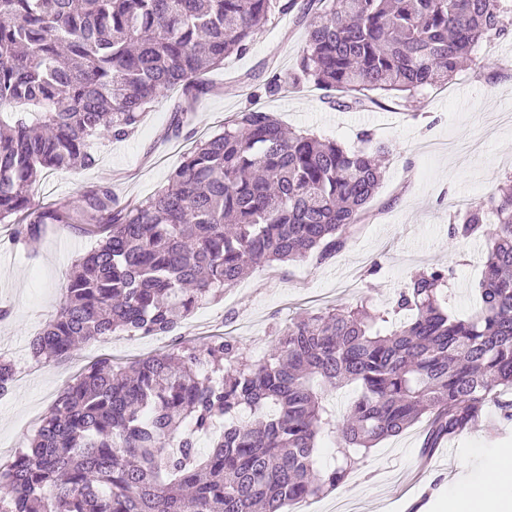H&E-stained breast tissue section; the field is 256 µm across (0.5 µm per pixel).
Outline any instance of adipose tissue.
I'll return each mask as SVG.
<instances>
[{
    "instance_id": "adipose-tissue-1",
    "label": "adipose tissue",
    "mask_w": 512,
    "mask_h": 512,
    "mask_svg": "<svg viewBox=\"0 0 512 512\" xmlns=\"http://www.w3.org/2000/svg\"><path fill=\"white\" fill-rule=\"evenodd\" d=\"M487 477L462 482L444 500L442 512H512V448H501L485 463Z\"/></svg>"
}]
</instances>
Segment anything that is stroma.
<instances>
[{
  "label": "stroma",
  "mask_w": 512,
  "mask_h": 512,
  "mask_svg": "<svg viewBox=\"0 0 512 512\" xmlns=\"http://www.w3.org/2000/svg\"><path fill=\"white\" fill-rule=\"evenodd\" d=\"M306 3L296 0L292 11L272 16L244 54L225 58L221 68L206 75L210 90L197 100L180 137L167 134L184 98L177 87L155 101L130 138L95 141L93 167L40 177L34 197L51 204L101 185L120 203L144 200L166 184L196 141L254 107L294 131L307 130L348 148L359 147L363 131L387 147L381 188L348 246L323 264L307 258L275 270L255 268L172 335L111 336L70 359L45 363L31 358L28 344L63 302L74 261L92 242L71 225L51 224L38 242L24 247L12 243L9 225L0 224V305L11 311L0 321V355L11 357L17 368L12 391L0 397V465L27 445L64 385L100 357L132 362L169 349L179 336L200 340L223 332L256 360L271 349L275 327L299 313L350 307L364 298L388 309L412 273L441 265L455 270L449 311L466 316L474 308L473 286L482 276L486 245L450 243L455 212L448 202L459 195L488 201L512 174V124L494 120L498 113H512V33L481 42L472 63L445 87L427 86L411 95L381 97L366 109L343 110L326 103L324 91L309 83L277 94L264 89L271 78L287 79L297 67ZM424 437L419 422L381 441L335 491L297 504L294 512H404L408 503L422 505L447 495L459 481L485 477V455L512 447V422L489 410L480 426L426 458Z\"/></svg>",
  "instance_id": "35a3bbf8"
}]
</instances>
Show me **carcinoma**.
Segmentation results:
<instances>
[{
	"label": "carcinoma",
	"instance_id": "carcinoma-1",
	"mask_svg": "<svg viewBox=\"0 0 512 512\" xmlns=\"http://www.w3.org/2000/svg\"><path fill=\"white\" fill-rule=\"evenodd\" d=\"M317 2L292 83L336 93L343 109L377 103L373 92L446 85L479 41L507 33L502 0ZM294 6L0 0V223H15V244L49 224L96 239L30 342L34 360H66L117 333H170L255 267L322 263L347 247L381 187L385 147L346 149L260 109L197 143L144 201L120 205L99 186L43 206L32 192L43 173L93 166L91 140L129 137L170 89L205 93V73ZM489 204L448 227L452 240L488 246L468 318L445 309L454 271L437 266L396 294L402 322L361 303L292 318L257 361L221 335L124 367L99 359L0 468V512H292L418 421L426 451L491 405L511 421V175ZM15 377L0 357V396ZM349 385L356 397L339 419L325 393ZM324 436L340 438L330 468L317 462Z\"/></svg>",
	"mask_w": 512,
	"mask_h": 512
}]
</instances>
